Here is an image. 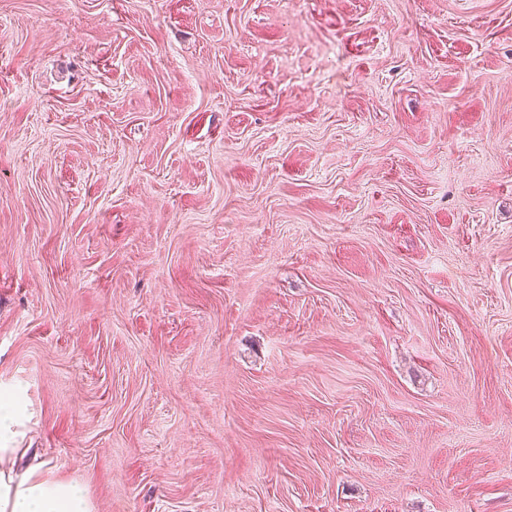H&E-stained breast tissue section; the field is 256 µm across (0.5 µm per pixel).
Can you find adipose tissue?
<instances>
[{
    "label": "adipose tissue",
    "instance_id": "adipose-tissue-1",
    "mask_svg": "<svg viewBox=\"0 0 512 512\" xmlns=\"http://www.w3.org/2000/svg\"><path fill=\"white\" fill-rule=\"evenodd\" d=\"M17 395L0 394V512H94L78 484L50 479L43 462L17 470Z\"/></svg>",
    "mask_w": 512,
    "mask_h": 512
}]
</instances>
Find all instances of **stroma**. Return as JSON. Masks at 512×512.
I'll return each instance as SVG.
<instances>
[{
    "mask_svg": "<svg viewBox=\"0 0 512 512\" xmlns=\"http://www.w3.org/2000/svg\"><path fill=\"white\" fill-rule=\"evenodd\" d=\"M0 391L96 512H512V0H0Z\"/></svg>",
    "mask_w": 512,
    "mask_h": 512,
    "instance_id": "stroma-1",
    "label": "stroma"
}]
</instances>
